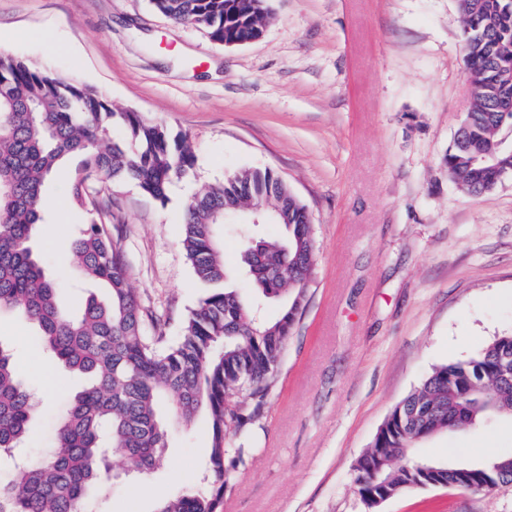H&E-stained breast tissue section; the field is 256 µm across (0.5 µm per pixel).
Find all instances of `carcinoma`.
<instances>
[{
	"label": "carcinoma",
	"instance_id": "1",
	"mask_svg": "<svg viewBox=\"0 0 512 512\" xmlns=\"http://www.w3.org/2000/svg\"><path fill=\"white\" fill-rule=\"evenodd\" d=\"M226 0H151L178 24L202 28L217 43L246 37L248 13L228 14ZM466 78L475 104L444 158L450 179L481 196L494 171L475 162L494 152L497 169L512 174V150L498 146L512 130V0H457ZM119 119L127 142L111 140ZM77 158L70 183L85 213L70 246L78 273L105 290L90 293L72 311L61 304L64 287L45 271L35 248L37 226L47 223L46 187L62 164ZM195 155L187 136L139 112H115L97 88L51 78L30 62L0 53V312L18 313L36 329L34 343L55 364L90 379L56 420L53 450L34 456L0 482V512H95L87 507L94 486L111 478L108 449L126 470L149 472L168 443L160 412L171 402L188 423L202 409L209 419L208 486L162 500L157 512H216L229 490L226 438L248 435L261 415L288 337L304 308L316 255L306 205L270 169H240L224 182L203 186L187 203L182 245L197 281L209 289L189 312L173 343L144 333L143 313L130 288L123 251L112 239L95 199L99 182L132 181L166 200L169 184L188 175ZM271 221L287 238L260 237L240 252L238 273L255 294L228 284L224 222ZM279 303L276 317L266 302ZM512 334L495 337L465 361L432 369L379 427L356 461L362 498L386 500L414 487L489 492L512 485V455L481 463L478 487L459 465L415 453L440 433L463 432L512 418ZM37 415L9 346L0 343V456L30 439Z\"/></svg>",
	"mask_w": 512,
	"mask_h": 512
}]
</instances>
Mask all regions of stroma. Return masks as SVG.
Here are the masks:
<instances>
[{
	"instance_id": "obj_1",
	"label": "stroma",
	"mask_w": 512,
	"mask_h": 512,
	"mask_svg": "<svg viewBox=\"0 0 512 512\" xmlns=\"http://www.w3.org/2000/svg\"><path fill=\"white\" fill-rule=\"evenodd\" d=\"M267 3L261 38L227 47L149 0H0V52L101 88L114 111L191 141L194 169L166 201L131 182L101 191L130 285L153 316L146 335L175 340L207 293L181 246L185 205L202 184L269 169L311 214L308 300L217 512H512V487L413 488L373 510L353 481L385 417L433 366L512 334V178L475 197L443 166L472 101L456 0ZM74 169L67 163L48 187L40 248L76 308L85 293L62 249L85 221L70 202ZM34 334L25 318L0 315V341L40 407L27 447L35 456L49 450L80 382L62 371L47 378ZM210 451L202 413L171 425L148 474L126 473L113 456L114 477L93 496L98 512H155L199 489ZM419 453L459 464L512 455V420L432 437Z\"/></svg>"
}]
</instances>
